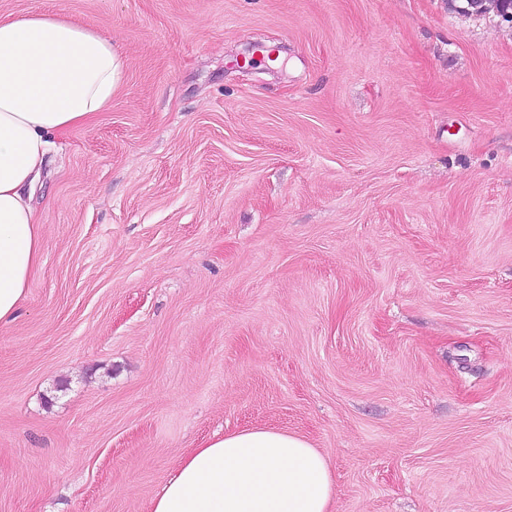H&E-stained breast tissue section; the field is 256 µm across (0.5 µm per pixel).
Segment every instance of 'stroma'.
<instances>
[{"instance_id": "stroma-1", "label": "stroma", "mask_w": 512, "mask_h": 512, "mask_svg": "<svg viewBox=\"0 0 512 512\" xmlns=\"http://www.w3.org/2000/svg\"><path fill=\"white\" fill-rule=\"evenodd\" d=\"M125 60L0 325V512H149L247 427L332 512H512V28L448 0H0ZM251 65H243V58Z\"/></svg>"}]
</instances>
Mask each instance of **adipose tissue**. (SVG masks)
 Returning a JSON list of instances; mask_svg holds the SVG:
<instances>
[{
    "label": "adipose tissue",
    "instance_id": "obj_1",
    "mask_svg": "<svg viewBox=\"0 0 512 512\" xmlns=\"http://www.w3.org/2000/svg\"><path fill=\"white\" fill-rule=\"evenodd\" d=\"M123 72L111 38L65 17H0V324L16 318L40 259L42 226L25 192L49 138L104 111ZM334 493L320 449L254 427L191 449L149 512H331Z\"/></svg>",
    "mask_w": 512,
    "mask_h": 512
}]
</instances>
